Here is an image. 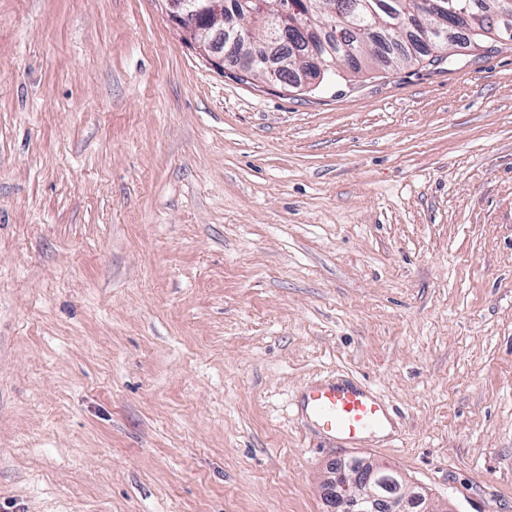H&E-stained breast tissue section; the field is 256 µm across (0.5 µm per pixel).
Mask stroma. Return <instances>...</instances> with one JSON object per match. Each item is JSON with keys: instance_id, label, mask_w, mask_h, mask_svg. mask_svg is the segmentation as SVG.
Returning <instances> with one entry per match:
<instances>
[{"instance_id": "stroma-1", "label": "stroma", "mask_w": 512, "mask_h": 512, "mask_svg": "<svg viewBox=\"0 0 512 512\" xmlns=\"http://www.w3.org/2000/svg\"><path fill=\"white\" fill-rule=\"evenodd\" d=\"M336 376L396 439L298 410ZM512 512V43L308 91L161 0H0V512ZM302 412L339 446L357 448L371 436L393 432V420L380 395L359 381L311 382L302 395ZM335 468L326 479V485L332 492L331 512H411L419 507L420 512H438L430 501L417 491L396 497L379 498L376 488L383 484L386 469L376 465L373 461L363 460L361 465L354 469ZM401 475V474H400ZM402 476V475H401Z\"/></svg>"}]
</instances>
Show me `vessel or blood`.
I'll use <instances>...</instances> for the list:
<instances>
[{
    "mask_svg": "<svg viewBox=\"0 0 512 512\" xmlns=\"http://www.w3.org/2000/svg\"><path fill=\"white\" fill-rule=\"evenodd\" d=\"M301 409L327 439L342 447L357 448L368 438L393 430L386 402L358 381L311 382L303 392Z\"/></svg>",
    "mask_w": 512,
    "mask_h": 512,
    "instance_id": "obj_1",
    "label": "vessel or blood"
}]
</instances>
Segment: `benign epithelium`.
<instances>
[{"mask_svg": "<svg viewBox=\"0 0 512 512\" xmlns=\"http://www.w3.org/2000/svg\"><path fill=\"white\" fill-rule=\"evenodd\" d=\"M166 13L176 26L181 38L213 67L224 69V55H229L247 69L262 71L266 59L254 50L237 54L250 41L248 31L237 17L224 16V0H162ZM429 26L431 35L452 31L456 41L468 37L465 27L456 17L435 12ZM386 467L370 460L350 461L349 468H335L326 479L332 492V512H438L421 493L380 498L376 488L383 484Z\"/></svg>", "mask_w": 512, "mask_h": 512, "instance_id": "7a95c632", "label": "benign epithelium"}]
</instances>
